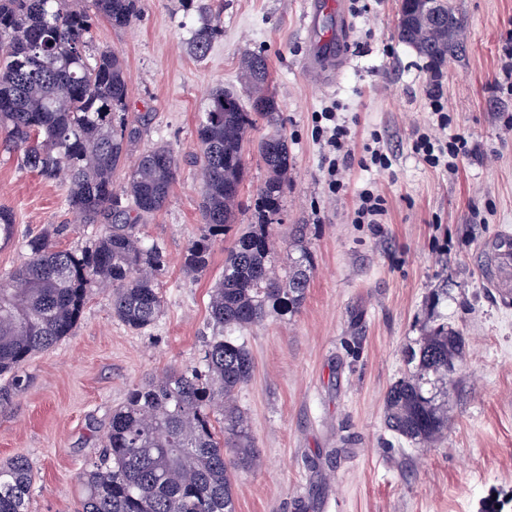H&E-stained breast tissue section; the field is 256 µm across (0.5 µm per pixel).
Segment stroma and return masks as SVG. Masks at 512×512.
Listing matches in <instances>:
<instances>
[{"label": "stroma", "mask_w": 512, "mask_h": 512, "mask_svg": "<svg viewBox=\"0 0 512 512\" xmlns=\"http://www.w3.org/2000/svg\"><path fill=\"white\" fill-rule=\"evenodd\" d=\"M309 0H141L138 19L93 28L92 54L125 61L130 116L145 119L134 152L167 145L180 169L166 208L140 223L162 247V311L132 330L93 292L70 336L23 364L24 385L0 402V464L25 455L34 480L28 512H77L78 474L97 461L112 413L128 389L174 368L201 366L215 330L209 299L224 274L232 237L217 242L204 273L182 257L203 223L197 148L200 115L218 88L243 91V58L266 56L277 122L258 121L260 140L282 126L293 166L274 215L276 271L301 249L312 255L305 298L240 335L254 360L236 396L260 463L235 473L236 512H512V276L491 283L490 254L512 232V95L494 90L502 46L512 33V0H454L463 51L434 68L398 36L400 0H342L350 61L328 87L308 76L303 28ZM219 16L223 31L204 57L189 50L196 8ZM439 86L448 134H464L469 156L455 171L431 167L412 143L431 121L426 93ZM337 105L355 159L346 188L329 195L313 116ZM390 169L360 163L371 133ZM235 231L257 223L267 172L257 150L244 158ZM374 186L388 223L350 221L356 196ZM0 207L16 236L0 247V275L26 257L25 240L54 227L60 247L79 248L101 232L66 204V187L0 151ZM302 238H295L296 227ZM465 341L448 390V430L432 445L400 449L385 424V397L404 368L405 350L440 321Z\"/></svg>", "instance_id": "1"}]
</instances>
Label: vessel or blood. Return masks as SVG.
<instances>
[{
	"instance_id": "obj_1",
	"label": "vessel or blood",
	"mask_w": 512,
	"mask_h": 512,
	"mask_svg": "<svg viewBox=\"0 0 512 512\" xmlns=\"http://www.w3.org/2000/svg\"><path fill=\"white\" fill-rule=\"evenodd\" d=\"M330 11L335 14L334 29L324 34L320 31V18L323 13ZM306 32L310 43L322 41L333 45L332 51H317L307 58L306 67L311 77L321 80L334 68L346 66L344 47L348 41L349 22L344 12L336 9L333 0H310Z\"/></svg>"
}]
</instances>
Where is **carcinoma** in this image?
Here are the masks:
<instances>
[{
    "mask_svg": "<svg viewBox=\"0 0 512 512\" xmlns=\"http://www.w3.org/2000/svg\"><path fill=\"white\" fill-rule=\"evenodd\" d=\"M140 0H0V147L22 154L26 167L46 180H64L68 207L103 233L85 246L60 249L50 229L30 237L27 257L0 281V376L21 387L18 367L70 335L90 293L111 294L112 315L141 330L162 310L157 274L163 252L138 236V222L165 206L179 161L165 146L141 152L124 184L113 177L126 166L140 126L126 116L127 79L118 52L90 57L92 21L131 25ZM399 37L440 68L463 47L457 14L438 22L421 11V0H402ZM191 52L202 57L220 32L221 20L200 17ZM241 76L249 104L217 89L198 125L205 221L183 254V267L206 271L211 246L237 218L243 155L257 120L275 119L268 91V64L244 57ZM258 153L268 177L258 190L261 221L235 238L224 258V275L213 289L209 314L217 332L206 345L205 371L170 370L128 389L112 412L102 458L78 475V512H236V467H255L247 420L234 395L253 375L246 345L233 337L272 311L298 308L308 288L311 255L284 274L272 268L269 224L283 197L291 156L279 130L262 138ZM11 211L0 208V243L13 240ZM460 333L441 322L386 396L387 427L408 444H434L448 429V383L463 358ZM223 419L216 431L214 413ZM33 475L18 454L0 464V512H27Z\"/></svg>",
    "mask_w": 512,
    "mask_h": 512,
    "instance_id": "carcinoma-1",
    "label": "carcinoma"
}]
</instances>
